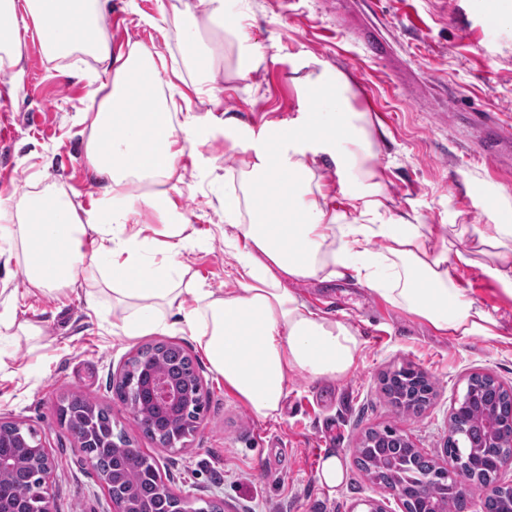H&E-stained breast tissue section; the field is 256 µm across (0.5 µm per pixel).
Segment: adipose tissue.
Here are the masks:
<instances>
[{
    "label": "adipose tissue",
    "instance_id": "ef3b65f1",
    "mask_svg": "<svg viewBox=\"0 0 512 512\" xmlns=\"http://www.w3.org/2000/svg\"><path fill=\"white\" fill-rule=\"evenodd\" d=\"M26 14L42 39L48 59L83 54L95 67L86 77L97 107L85 142L89 167L102 196L92 209L77 211L56 184L29 191L0 208V257H22L27 291L56 297L71 290L86 268L105 273L123 304L121 335L133 339L172 329L190 333L224 387L264 419L279 416L289 372L336 380L352 369L361 341L346 323L315 311L288 289L291 281H328L350 275L443 335L493 338L499 326L453 276V262L468 253L435 248L432 231L405 218L387 217L383 184L369 162L374 131L366 113L351 103L346 73L321 64L296 78L313 118L284 128L276 152L249 142L247 180L224 195V213H248L225 245L236 265L223 295L186 280L176 256L191 245L190 224L129 225L127 210L114 202L129 197L133 180L158 184L144 196L153 210L172 214L176 202L162 185L186 144L204 143L207 120L177 115L156 79L153 53L140 44L113 50L105 31L109 0H25ZM188 63L201 73L198 91L209 94L218 46L204 45L198 28L184 32ZM23 60L15 0H0V69ZM333 144L338 170L359 183L348 209L330 210L321 187L313 186L315 159L301 145ZM268 186L265 199L257 185ZM385 242L381 251L373 239ZM496 260L494 276L512 286V224H493L479 236Z\"/></svg>",
    "mask_w": 512,
    "mask_h": 512
}]
</instances>
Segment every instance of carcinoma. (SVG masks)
I'll return each instance as SVG.
<instances>
[{"label":"carcinoma","mask_w":512,"mask_h":512,"mask_svg":"<svg viewBox=\"0 0 512 512\" xmlns=\"http://www.w3.org/2000/svg\"><path fill=\"white\" fill-rule=\"evenodd\" d=\"M134 371L144 378H167L190 387L191 396L177 406H158L148 398L146 390L134 394L123 387L115 388L116 395L126 403L139 420L145 435L163 444L171 431L178 428L188 434L197 421L202 409V390L199 389L192 359L176 344H157L138 350L133 363ZM476 398L469 406L468 417L473 418L485 410L492 409L499 419L506 423L512 420V400L500 388L477 376L472 378ZM407 381L403 374L390 378L385 384V394L389 403L398 413L418 414L427 407V398H404ZM67 424L70 428L86 431L91 426L95 434L91 452L97 460L96 471L107 477L116 490L128 496L138 512H175L177 497L157 482L151 470V461L140 449L130 447V442L120 432H114L109 412L100 409L88 400L75 397L69 404ZM389 440L384 434H377L370 444L361 449L370 459L391 453L400 456V468L397 476L385 475L376 469L364 465L366 477L376 483L395 484L406 493L413 492L418 483L421 470L431 464L423 454L408 455L402 448H385ZM0 457L10 460L0 465V500L12 508H23L31 512L34 501L31 491L45 479V470L40 460L39 449L28 432H18L17 427H0ZM450 481L438 480L427 487L426 492L440 501L447 512H463L466 503L461 495L449 491ZM486 512H512V499L505 495L488 496L485 499Z\"/></svg>","instance_id":"carcinoma-1"}]
</instances>
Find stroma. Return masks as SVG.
Listing matches in <instances>:
<instances>
[{
  "instance_id": "1",
  "label": "stroma",
  "mask_w": 512,
  "mask_h": 512,
  "mask_svg": "<svg viewBox=\"0 0 512 512\" xmlns=\"http://www.w3.org/2000/svg\"><path fill=\"white\" fill-rule=\"evenodd\" d=\"M183 2L112 0L107 31L113 49L138 43L158 52L163 80H174L173 69H180L178 111L212 117L208 143L187 147L172 192L179 212L204 233L180 256L189 277L223 291L236 263L224 244V192L241 184L245 170L231 142L271 144L288 124L305 122L293 70L315 58L352 76L355 107L384 130L374 168L387 214L428 225L434 246L450 241L471 251L473 262L458 266L456 283L498 321L499 336L438 335L347 276L293 283L323 315L357 331L360 351L336 381L290 373L280 416L262 419L225 389L189 334H114L121 311L102 274L55 300L24 293L22 260L0 259V309L14 306L18 319L43 328L40 343L19 338L0 347V422L37 430L53 459L54 512H112L102 479L57 416L60 404L74 397L109 409L113 425L155 460L180 499L218 501L223 512H351L381 495L354 461L368 431L395 426L425 456L440 459L449 415L469 376L489 373L512 386V293L491 274L493 258L476 251L487 211L512 224V167L478 155L483 131L469 120L471 113L490 112L512 130V26L489 25L492 0H245L236 22L266 62L236 77L238 47L226 42L223 22L201 21L203 38L223 46L208 99L195 95L198 76L183 67L186 46L176 19ZM36 35L32 26L21 32V77L0 71V97L9 98L14 126L0 151L9 167L0 178V201L45 179L62 187L77 209H88L101 197L84 153V114L94 106L90 86L75 77L70 60H47ZM228 112L239 114L240 130L224 129ZM159 341L194 359L207 399L178 451L145 437L112 393L113 373L140 347ZM408 363L431 378L434 393L422 414L399 416L381 379ZM327 453L344 467V480L333 489L316 476Z\"/></svg>"
}]
</instances>
